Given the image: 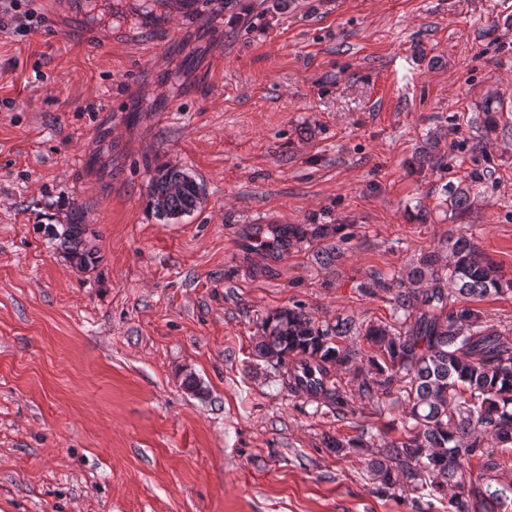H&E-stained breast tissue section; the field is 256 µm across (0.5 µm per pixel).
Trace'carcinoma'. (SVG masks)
Here are the masks:
<instances>
[{
  "label": "carcinoma",
  "mask_w": 512,
  "mask_h": 512,
  "mask_svg": "<svg viewBox=\"0 0 512 512\" xmlns=\"http://www.w3.org/2000/svg\"><path fill=\"white\" fill-rule=\"evenodd\" d=\"M483 185V176L473 173L471 185L448 191V206L464 213L471 188ZM205 195L204 184L169 164L148 186L150 206L161 220L194 212ZM52 234L76 268L94 267L95 232L80 209ZM448 248L446 258L436 248L425 251L408 274L424 288H407L399 276L372 278V287L394 292L391 323L361 333L348 318L324 328L298 307L278 310L263 319L256 352L285 369L288 389L328 403L338 416L356 412L341 390L340 374L366 358L353 375L362 396L402 408L400 437L383 441L380 456L368 462L378 491L439 492L448 486L455 512H501L512 502V482L473 477L472 460L481 458L480 469L490 472L499 468L498 453L512 447V339L470 302L512 284L473 238L451 236ZM358 335L367 350L347 343Z\"/></svg>",
  "instance_id": "obj_1"
}]
</instances>
